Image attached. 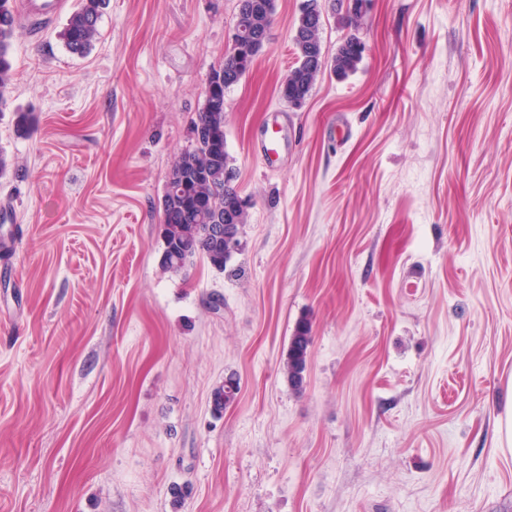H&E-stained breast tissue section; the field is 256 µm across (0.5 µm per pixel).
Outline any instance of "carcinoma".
<instances>
[{
  "mask_svg": "<svg viewBox=\"0 0 512 512\" xmlns=\"http://www.w3.org/2000/svg\"><path fill=\"white\" fill-rule=\"evenodd\" d=\"M107 2L79 0L59 34L70 54L83 57L91 51ZM251 2L257 26L266 33L270 32L274 17L273 0ZM307 2L310 12L299 14L292 36L297 55L296 66L279 87L280 98L285 101L309 96L318 75L327 68L338 79L348 77L358 69L363 56L362 40L352 34L338 46L331 59L324 58L319 37L321 25L313 23V15H322V9L319 0ZM18 30L15 0H0V102L4 101L11 88L14 71L10 51ZM260 52L261 49L246 45L233 46L224 55L223 63L211 69L212 76L208 77L207 82L212 86V91L204 98V106L193 121L195 125H203L206 136L192 149L183 152L171 169L170 179L184 183L185 190L172 203L162 202L164 224L161 234L170 258L184 265L202 254L213 267L222 271L227 268L224 247L214 240L198 238L189 247H183L182 235L193 233L191 220L183 216V204L187 199L192 200L196 205L194 217L202 219L211 205H222L235 196L234 186H224V167L230 165L229 156L224 151V92L249 72ZM310 343L311 325L303 320L290 338L288 354L282 366L284 377L295 391L302 389ZM233 383H237V380L228 377L224 384L213 390L211 404L214 411L220 413L232 402L227 397V390Z\"/></svg>",
  "mask_w": 512,
  "mask_h": 512,
  "instance_id": "carcinoma-1",
  "label": "carcinoma"
}]
</instances>
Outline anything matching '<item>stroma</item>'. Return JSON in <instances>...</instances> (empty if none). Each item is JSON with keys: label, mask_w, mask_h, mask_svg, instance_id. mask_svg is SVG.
I'll use <instances>...</instances> for the list:
<instances>
[{"label": "stroma", "mask_w": 512, "mask_h": 512, "mask_svg": "<svg viewBox=\"0 0 512 512\" xmlns=\"http://www.w3.org/2000/svg\"><path fill=\"white\" fill-rule=\"evenodd\" d=\"M76 3L21 20L0 105V512H512V0H374L299 109L274 0L224 97L240 250L180 273L162 197L238 0H109L83 57ZM310 343L311 325L306 320L300 321L290 338L288 354L282 366L284 377L295 391L302 389Z\"/></svg>", "instance_id": "35a3bbf8"}]
</instances>
